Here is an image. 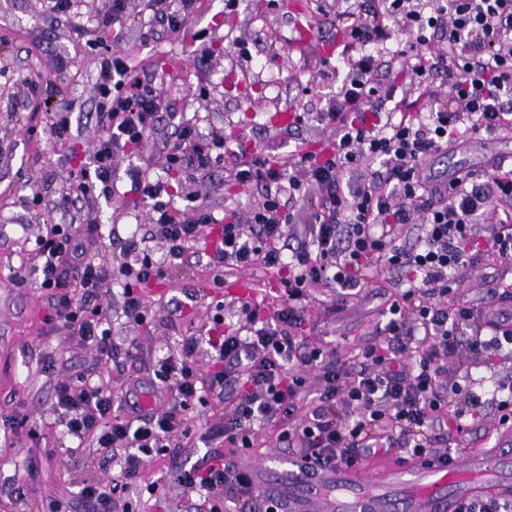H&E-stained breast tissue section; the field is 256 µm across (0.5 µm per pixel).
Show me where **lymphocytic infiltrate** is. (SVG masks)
<instances>
[{
    "label": "lymphocytic infiltrate",
    "instance_id": "obj_1",
    "mask_svg": "<svg viewBox=\"0 0 512 512\" xmlns=\"http://www.w3.org/2000/svg\"><path fill=\"white\" fill-rule=\"evenodd\" d=\"M341 3L336 21L358 53L347 57L339 90L315 115L332 131L325 151L301 153L289 166L261 156L247 161L223 135L202 136L193 121L181 120L174 129L178 143L164 156V172L180 171L193 183L220 168L242 195L253 182L265 185L247 216L230 214L208 253L214 285L223 286L230 271L260 267L281 274L285 302L273 317L254 311L228 326L211 344L209 371L198 367V336L182 337L176 353L147 367V381L160 394L150 412L134 405L115 411L111 390L84 374L57 381L54 408L76 449L111 459L120 470L109 484L81 482L78 497L89 512H133L130 494L153 454L170 455L185 493L199 498L196 512H235L242 500L250 512H280L274 493L235 460L254 448L267 424L278 427L279 442L293 448L297 460L322 470L361 466L383 447L401 464L444 460L437 445L448 410L459 433L486 407L497 410L500 423L512 422L511 376L472 380L471 391L455 404L448 390L454 360L512 354V321L495 319L468 300L447 303L459 271L486 256L512 262V212L493 215L495 202L512 201V166L499 160L441 184L430 183L421 166L452 140L512 128V0H438L427 13L419 0ZM396 33L403 41L393 56L410 80L387 85L377 47ZM435 73L447 77V89L434 86ZM95 90L109 105L96 115L108 135L58 205L118 195L127 204H145L149 235L163 255L153 258L134 235L125 242L123 261L111 265L92 255V220L50 224L11 283L43 290L51 333L65 332L109 363L118 349L106 282L121 284L127 321L145 325L140 285L183 267L216 218L204 207H176L164 177L149 178L137 167L127 172L129 189L117 194L112 160L156 130L160 99L151 83L129 78L117 56L102 60ZM312 186L319 191L312 222L296 247L287 248L284 202L305 199ZM401 224L418 226L417 245L398 244ZM393 271L410 274L409 287L390 304L382 340L358 362L342 363L335 352L300 338L310 288H335L345 298L369 287L375 274ZM313 377L319 381L314 388ZM209 394L223 407L206 429L209 449L190 464L178 450L194 433V406Z\"/></svg>",
    "mask_w": 512,
    "mask_h": 512
}]
</instances>
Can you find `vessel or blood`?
Segmentation results:
<instances>
[{
  "instance_id": "vessel-or-blood-1",
  "label": "vessel or blood",
  "mask_w": 512,
  "mask_h": 512,
  "mask_svg": "<svg viewBox=\"0 0 512 512\" xmlns=\"http://www.w3.org/2000/svg\"><path fill=\"white\" fill-rule=\"evenodd\" d=\"M288 512H392L393 491H404V512H455L466 499L512 494V464L480 452L455 457L445 466L387 465L375 473L339 468L317 473L290 470L269 481Z\"/></svg>"
}]
</instances>
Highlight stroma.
Instances as JSON below:
<instances>
[{"label": "stroma", "instance_id": "1", "mask_svg": "<svg viewBox=\"0 0 512 512\" xmlns=\"http://www.w3.org/2000/svg\"><path fill=\"white\" fill-rule=\"evenodd\" d=\"M327 5V0H236L230 8L226 0H196L177 33L158 36L143 21L145 0H128L124 39L116 46L111 30L104 27L111 0H73L68 11L55 18L48 15L46 0H0V416L28 414L30 423L49 436L44 444L22 432L14 447H0V512H24L29 502L75 504L82 480L112 477L111 468L68 456L70 440L53 409L59 377L80 371L117 395L144 378L154 359L175 350L185 331L206 334L213 300L223 299L228 323L238 320L245 303L268 317L281 307L280 285L273 273L241 269L225 275L223 288L215 289L211 270L193 266L172 270L165 281L143 286L151 320L145 328L125 322L122 289L119 283L108 282L112 339L122 351L132 341L139 346L136 358L126 359L119 373L77 339L47 335V305L40 289L10 285L8 276L20 264L19 240L36 239L45 221L69 222V215L54 204L68 188L70 173L107 134L96 120L100 58L119 53L133 75L153 80L164 111L197 114L202 133L220 131L229 144L241 143L283 160L299 145L321 150L330 136L312 115L334 94V68L342 59L329 57L333 68L322 74L315 67L325 56L320 40H312L301 52L292 48L298 25L327 28L321 13ZM29 81L51 85L52 90L31 94L25 87ZM56 111L71 115L74 138L63 147L51 145L46 129L50 113ZM170 132V127L160 125L140 148L116 157L118 185L127 184L130 167L157 169L174 143ZM500 157H512V132L464 138L427 157L423 169L443 181L458 169L480 170ZM169 181L178 187L177 207L202 205L219 219L232 210L245 212L251 200L265 193L263 185L256 184L250 197L238 196L225 185L220 169L212 179L197 184L183 182L178 173L170 174ZM35 188L46 204L37 216L21 203ZM92 210L99 225V254L121 259L123 238L147 222L146 206L126 211L101 199ZM510 279L512 265L489 257L480 268L461 273L453 293L512 316V302L491 292L497 282ZM396 291L395 279L382 277L336 306L327 289H311L306 317L313 326L312 341L335 349L343 361L353 360L364 346L378 342L385 323L382 312ZM49 355L55 360L51 375L42 370ZM500 436L498 420L487 410L454 447L461 455L476 450L493 453ZM140 480L157 483L164 495L157 500L142 494L139 512H188L190 503L168 459L146 461ZM17 486L26 493L25 503L15 502L11 494Z\"/></svg>", "mask_w": 512, "mask_h": 512}]
</instances>
